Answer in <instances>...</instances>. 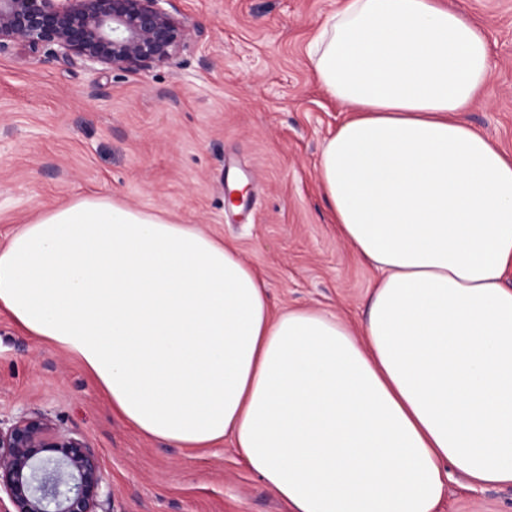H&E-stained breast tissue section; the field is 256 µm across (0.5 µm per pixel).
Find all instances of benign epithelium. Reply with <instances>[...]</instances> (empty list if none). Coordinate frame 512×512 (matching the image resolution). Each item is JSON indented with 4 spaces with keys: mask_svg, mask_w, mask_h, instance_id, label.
I'll return each instance as SVG.
<instances>
[{
    "mask_svg": "<svg viewBox=\"0 0 512 512\" xmlns=\"http://www.w3.org/2000/svg\"><path fill=\"white\" fill-rule=\"evenodd\" d=\"M164 0H0V55L17 47L45 61L147 70L201 36ZM112 485L99 453L39 412L0 419L3 512H108Z\"/></svg>",
    "mask_w": 512,
    "mask_h": 512,
    "instance_id": "obj_1",
    "label": "benign epithelium"
}]
</instances>
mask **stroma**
<instances>
[{
  "mask_svg": "<svg viewBox=\"0 0 512 512\" xmlns=\"http://www.w3.org/2000/svg\"><path fill=\"white\" fill-rule=\"evenodd\" d=\"M486 28L488 98L462 118L512 156V0H455ZM340 0H173L205 37L131 73L0 57V244L89 192L234 241L273 309L358 323L374 276L320 194L326 139L347 114L305 52ZM47 415L95 448L111 512H285L231 441L204 450L143 437L66 351L0 309V417ZM438 512H512V486L451 472Z\"/></svg>",
  "mask_w": 512,
  "mask_h": 512,
  "instance_id": "obj_1",
  "label": "stroma"
}]
</instances>
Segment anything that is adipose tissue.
<instances>
[{"label":"adipose tissue","instance_id":"adipose-tissue-1","mask_svg":"<svg viewBox=\"0 0 512 512\" xmlns=\"http://www.w3.org/2000/svg\"><path fill=\"white\" fill-rule=\"evenodd\" d=\"M306 54L349 113L319 188L376 274L359 325L273 311L233 243L100 194L0 245V308L141 435L231 440L288 512H436L451 467L512 485V158L458 118L486 32L440 0H344Z\"/></svg>","mask_w":512,"mask_h":512}]
</instances>
